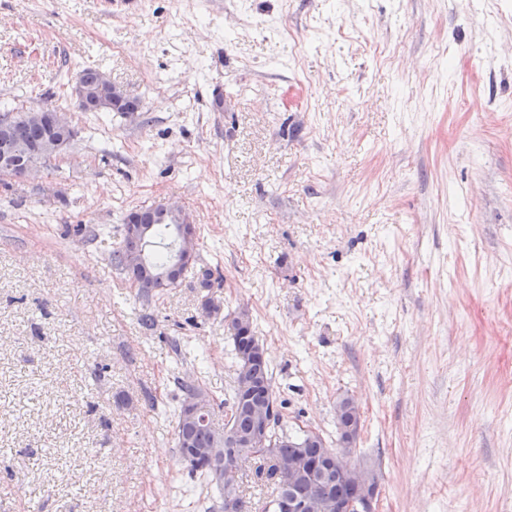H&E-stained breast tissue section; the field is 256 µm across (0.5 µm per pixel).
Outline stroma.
<instances>
[{
	"mask_svg": "<svg viewBox=\"0 0 512 512\" xmlns=\"http://www.w3.org/2000/svg\"><path fill=\"white\" fill-rule=\"evenodd\" d=\"M0 100L75 128L0 177V512H223L175 427L184 382L223 424L240 309L284 432L358 401L378 512H512V0H0ZM165 201L197 258L145 296L111 255ZM101 74L102 73L99 70L92 67L83 68L77 74L76 79L80 80L81 84L76 83L75 95L78 101H84L79 102V109L84 112H138L140 109V102L136 98L133 102L124 107V109L113 110L100 108V103L97 102L93 92L96 91L99 86ZM82 84L91 93L89 97V92L83 87Z\"/></svg>",
	"mask_w": 512,
	"mask_h": 512,
	"instance_id": "obj_1",
	"label": "stroma"
}]
</instances>
